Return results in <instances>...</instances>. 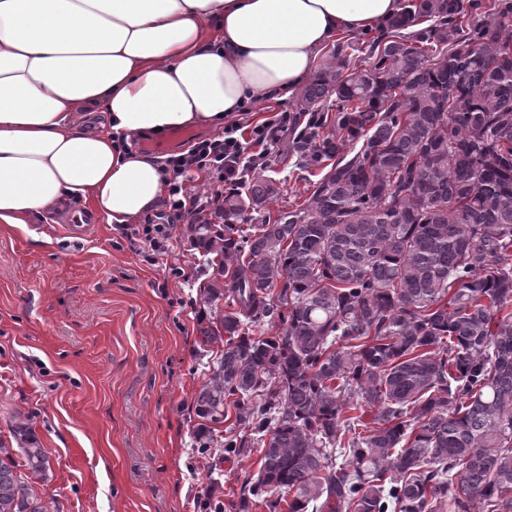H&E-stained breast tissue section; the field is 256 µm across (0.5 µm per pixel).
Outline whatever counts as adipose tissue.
I'll list each match as a JSON object with an SVG mask.
<instances>
[{"instance_id":"adipose-tissue-1","label":"adipose tissue","mask_w":512,"mask_h":512,"mask_svg":"<svg viewBox=\"0 0 512 512\" xmlns=\"http://www.w3.org/2000/svg\"><path fill=\"white\" fill-rule=\"evenodd\" d=\"M399 0H0V224L80 199L109 224L166 191L134 143L287 97Z\"/></svg>"}]
</instances>
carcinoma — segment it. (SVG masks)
<instances>
[{
	"instance_id": "cac0c4a2",
	"label": "carcinoma",
	"mask_w": 512,
	"mask_h": 512,
	"mask_svg": "<svg viewBox=\"0 0 512 512\" xmlns=\"http://www.w3.org/2000/svg\"><path fill=\"white\" fill-rule=\"evenodd\" d=\"M399 2L296 102L302 201L254 174L188 225L198 449L261 453L242 512H512V0ZM50 470L19 417L0 512H49Z\"/></svg>"
}]
</instances>
